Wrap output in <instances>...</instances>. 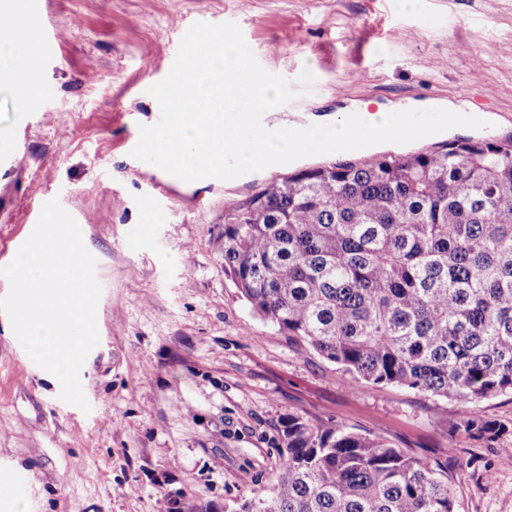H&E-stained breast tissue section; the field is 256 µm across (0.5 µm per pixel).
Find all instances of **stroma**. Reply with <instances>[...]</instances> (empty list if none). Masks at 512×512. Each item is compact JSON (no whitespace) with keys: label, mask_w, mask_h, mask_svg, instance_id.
<instances>
[{"label":"stroma","mask_w":512,"mask_h":512,"mask_svg":"<svg viewBox=\"0 0 512 512\" xmlns=\"http://www.w3.org/2000/svg\"><path fill=\"white\" fill-rule=\"evenodd\" d=\"M34 37L62 32L45 106L0 82V140L29 167L0 199V267L59 199L95 256L99 343L80 380L90 411L63 402L0 311V512H234L268 496L291 414L335 420L447 468L458 512H512V452L450 438L456 401L355 386L257 314L224 271V211L264 180L198 185L132 157L160 107L149 93L197 22L236 23L259 63L299 100L274 117L350 103L451 99L512 135V0H48ZM90 222H82V215Z\"/></svg>","instance_id":"obj_1"}]
</instances>
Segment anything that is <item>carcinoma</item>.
Here are the masks:
<instances>
[{
    "label": "carcinoma",
    "mask_w": 512,
    "mask_h": 512,
    "mask_svg": "<svg viewBox=\"0 0 512 512\" xmlns=\"http://www.w3.org/2000/svg\"><path fill=\"white\" fill-rule=\"evenodd\" d=\"M224 270L254 311L365 387L454 399V439L512 428V143L293 172L224 213ZM457 512L448 480L387 441L290 415L270 495L238 512ZM479 409L489 419L505 423L509 426L512 424L511 395H501L485 400L480 403Z\"/></svg>",
    "instance_id": "obj_1"
}]
</instances>
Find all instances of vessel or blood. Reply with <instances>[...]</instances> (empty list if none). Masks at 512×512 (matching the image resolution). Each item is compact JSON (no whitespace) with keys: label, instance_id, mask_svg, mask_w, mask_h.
Instances as JSON below:
<instances>
[{"label":"vessel or blood","instance_id":"vessel-or-blood-1","mask_svg":"<svg viewBox=\"0 0 512 512\" xmlns=\"http://www.w3.org/2000/svg\"><path fill=\"white\" fill-rule=\"evenodd\" d=\"M43 0H21L19 13L9 15L7 31L11 39L25 52L26 60L14 69L13 83L16 101L25 108L41 103L46 88L40 76L43 65L54 59L58 52L61 36L59 32L44 35L37 41H30L23 24L25 16L39 13ZM28 158L16 143H0V175L12 176L25 170Z\"/></svg>","mask_w":512,"mask_h":512}]
</instances>
